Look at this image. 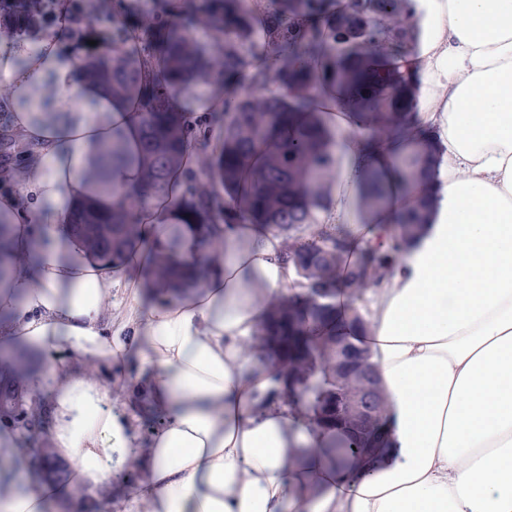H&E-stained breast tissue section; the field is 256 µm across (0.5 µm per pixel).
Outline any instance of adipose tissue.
Instances as JSON below:
<instances>
[{
  "label": "adipose tissue",
  "instance_id": "1",
  "mask_svg": "<svg viewBox=\"0 0 512 512\" xmlns=\"http://www.w3.org/2000/svg\"><path fill=\"white\" fill-rule=\"evenodd\" d=\"M427 29L422 76L434 86L410 123L434 157L405 184L366 129L330 112L339 134L326 224H341L367 172L388 206L351 226L348 261L378 228L429 200L414 246L387 264L365 347L386 397L384 447L356 471L331 469L322 434L289 406L249 345L294 274L266 224H228L213 257L183 229L181 266L209 273L186 298L143 305V280L120 278L67 232L74 207L113 198L92 183L98 152L140 143L141 115L85 79L83 50L38 49L0 30V77L25 151L22 178L0 189L14 268L0 281V351L39 362L26 383L51 407L59 483L28 468L30 449L0 423V512L75 506L123 479L122 512H512V0H413ZM127 301L112 312V290ZM137 365L135 395L161 417L140 435L135 403L108 405L99 370Z\"/></svg>",
  "mask_w": 512,
  "mask_h": 512
}]
</instances>
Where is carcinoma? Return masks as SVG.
<instances>
[{"instance_id":"1","label":"carcinoma","mask_w":512,"mask_h":512,"mask_svg":"<svg viewBox=\"0 0 512 512\" xmlns=\"http://www.w3.org/2000/svg\"><path fill=\"white\" fill-rule=\"evenodd\" d=\"M100 13L94 0H77L66 12L64 34L85 51L92 80L112 98L136 103L143 113L140 147L130 155L112 143V165L142 167L148 190L168 194L171 174L179 172L180 195L168 206L181 224H200L216 247L224 245V225L269 224L284 236L285 261L310 288L328 290L322 306H297L289 297L275 306L255 336V349L272 351L285 384L302 385L297 408L324 436L322 452L330 464L355 465L348 430L325 418L336 394V269L347 266L348 232L322 227L299 242L290 232L312 223L311 202L326 175L335 169L337 134L324 116L332 101L371 131L370 139L393 143L401 178L417 182L432 154L420 142H400L412 110L417 69L412 57L420 27L411 0H150L149 10L131 11L126 0H109ZM56 12L38 0H0V23L28 33L31 43L54 24ZM202 83L211 85L205 115L179 105V96ZM194 144L196 165L183 169L185 148ZM23 149L0 116V174L20 175ZM363 194L370 208L386 202L384 177L370 173ZM112 211L80 204L71 214L73 236L99 260L115 267L139 244L135 216L143 195L135 189L112 192ZM399 226L397 251L422 232L428 209L424 198L410 201ZM11 227L0 222V274L11 262ZM182 246L173 230L165 249L149 259V276L161 293L185 292L207 274L200 266L188 277L173 265ZM374 274L386 269L375 247L361 257ZM37 363L25 350L0 359V419L10 420L35 445L29 465L56 481L67 468L43 452L47 436L40 404L25 405V380ZM108 494L85 491L82 512H99Z\"/></svg>"}]
</instances>
